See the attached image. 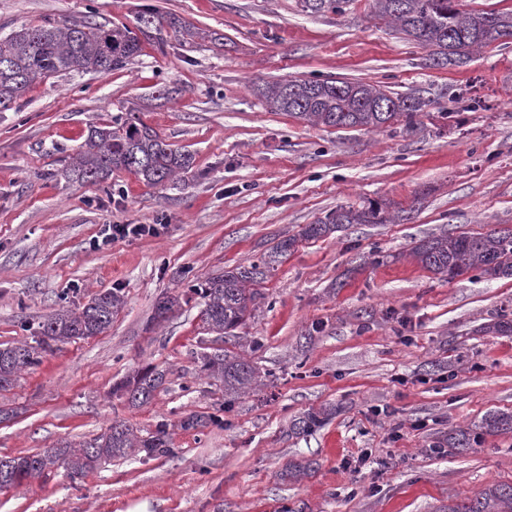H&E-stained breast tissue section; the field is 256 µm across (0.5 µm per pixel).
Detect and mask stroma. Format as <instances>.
Listing matches in <instances>:
<instances>
[{
  "label": "stroma",
  "instance_id": "obj_1",
  "mask_svg": "<svg viewBox=\"0 0 512 512\" xmlns=\"http://www.w3.org/2000/svg\"><path fill=\"white\" fill-rule=\"evenodd\" d=\"M198 33H168L108 74L35 82L0 112V344L32 342L44 318L102 291L125 304L103 333L45 353L0 392V458L61 441L79 445L115 420L138 435L170 426L174 456L133 452L73 480L65 470L0 489V512H440L512 482V433L465 454L434 444L492 413H512V277L448 280L410 256L420 241L512 226V43L467 65L429 68L425 48L377 16L373 0L311 15L299 0H0V37L78 20L134 24L146 6ZM362 81L426 93L413 125L364 131L272 111L265 83ZM179 87L172 100L156 98ZM485 102L467 107L471 96ZM136 111L192 173L150 188L127 171L93 186L60 172L90 127ZM379 203L407 221L302 232L339 207ZM107 224H157L158 236L93 242ZM285 236L296 247L261 285L228 340L203 331L197 301L153 322L182 292L183 272L209 274L259 257ZM239 353L252 389L230 396L202 370V351ZM167 369L150 403L114 385ZM326 406L315 430L292 421ZM223 426L184 430L191 412ZM310 463L298 478L292 462Z\"/></svg>",
  "mask_w": 512,
  "mask_h": 512
}]
</instances>
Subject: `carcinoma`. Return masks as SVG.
<instances>
[{
	"instance_id": "cac0c4a2",
	"label": "carcinoma",
	"mask_w": 512,
	"mask_h": 512,
	"mask_svg": "<svg viewBox=\"0 0 512 512\" xmlns=\"http://www.w3.org/2000/svg\"><path fill=\"white\" fill-rule=\"evenodd\" d=\"M458 0H375L380 16L390 19L407 39L431 48L426 62L432 67L466 64L473 50L512 40V12L462 11ZM302 11L318 15L342 13L349 0H299ZM171 28L191 35L187 25L165 19L146 9L135 24L109 25L89 15L80 20L22 26L0 37V110L11 109L36 81L71 71L107 74L125 67L152 46L164 51L165 32ZM264 97L277 111L288 112L316 125L336 128L381 129L400 118L415 122L425 99L417 91L393 96L378 85L336 80H288L266 86ZM193 155L172 148L165 139L134 115L117 118L110 125L94 126L75 150L64 170L65 178L89 184L108 179L114 170L136 174L149 187L166 183L193 169ZM391 221L385 208L370 204L339 207L308 224L303 237L320 239L346 224H385ZM297 239L283 237L268 252L201 280L184 274L186 287L200 299V318L209 333L232 335L246 323L259 296L257 286L294 250ZM411 255L428 271L453 279L464 271L483 277L512 276V228L493 229L476 235H442L414 246ZM123 296L116 291L95 295L83 308L60 310L41 325L35 344L20 342L0 346V390L13 386L18 375L38 366L42 354L60 343L96 336L112 324ZM203 368L224 380V390L243 393L251 388L255 371L242 355L217 349L203 355ZM166 379V372L148 368L121 386L129 404L149 402ZM326 411L309 412L292 423L297 432L309 431ZM223 422L216 413H190L182 429L205 428ZM512 432V413L490 414L475 429H459L448 435V447L459 454L478 445L493 432ZM149 455H170L168 425L162 423L146 437L115 421L106 432L76 447L66 442L41 453L0 459V488L20 485L58 468L73 479L94 470L101 461L124 456L132 449ZM442 512H512V483L488 486L473 498L453 503Z\"/></svg>"
}]
</instances>
